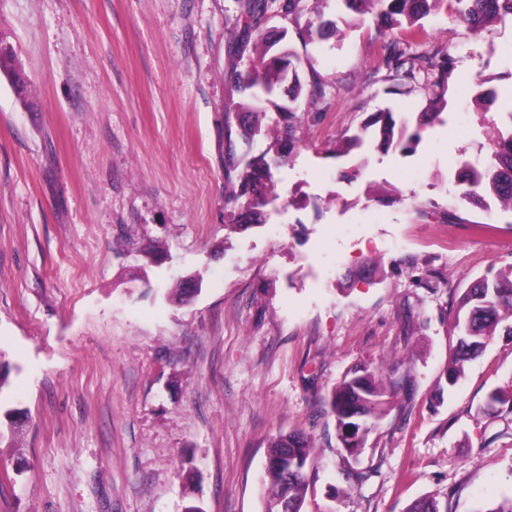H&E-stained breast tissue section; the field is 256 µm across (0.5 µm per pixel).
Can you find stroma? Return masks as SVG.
I'll list each match as a JSON object with an SVG mask.
<instances>
[{
  "instance_id": "35a3bbf8",
  "label": "stroma",
  "mask_w": 512,
  "mask_h": 512,
  "mask_svg": "<svg viewBox=\"0 0 512 512\" xmlns=\"http://www.w3.org/2000/svg\"><path fill=\"white\" fill-rule=\"evenodd\" d=\"M319 12L335 6L266 22L302 82L326 85L272 172L271 226L238 223L248 199L224 176L228 74L255 57L244 0H0L30 98L0 78V360L27 414L0 432V512H262L268 442L297 429L315 445L303 512L512 496V402L488 403L512 389V336L440 381L460 293L512 268V212L460 201L454 178L460 156L488 154L502 107L463 89L415 153L336 156L370 113L412 122L425 99L395 93L371 22L304 44ZM396 37L450 49L459 74L512 96V24L473 35L441 12ZM361 156V177L341 179ZM191 276L198 294L169 301ZM357 366L397 393L354 458L328 398Z\"/></svg>"
}]
</instances>
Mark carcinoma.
<instances>
[{"mask_svg":"<svg viewBox=\"0 0 512 512\" xmlns=\"http://www.w3.org/2000/svg\"><path fill=\"white\" fill-rule=\"evenodd\" d=\"M359 18H371L377 33L387 40L386 66L392 68L403 85L414 83L425 91V107L419 113L415 127L397 124L392 113L374 112L366 120L360 131L348 137L340 152L347 155L353 149L369 141L374 148L387 153L411 152L422 138L424 129L441 121V114L448 107L451 85L455 71V59L443 47L430 46L420 51H407L397 44L395 32L405 27L412 28L419 21L450 7L452 21L465 26L473 33L481 32L494 22L512 21V0H335ZM307 10V0H247L245 14L248 21L243 28L245 39H254V51L258 62L242 73L230 72V79L237 85L242 99L237 103V111L224 114V142L227 145L228 159L224 164L226 178H231L235 170L234 148L243 143L249 148L257 137L263 134L262 120L266 116L264 105L281 93L288 95L289 101L298 102L303 97V84L299 76L301 57L293 49H284L280 43L286 33L283 30L272 32L260 29L261 20L275 12L292 21ZM338 32L337 22L324 19L320 14L309 23L303 41L322 42ZM19 68L15 65L13 46L0 36V74L7 80H14ZM505 112L507 128L493 125L488 132L489 153L481 164L463 160L456 176L462 187V198L471 206L483 211L490 209L488 199L512 211V97ZM281 116L284 127L279 129L277 140L280 149L271 160L261 154L252 171L243 181V189L249 194L250 202L239 215L242 224H263L270 212L268 206H276L280 196L275 192L271 179V167L288 163L292 150L293 132L297 118L296 109H283ZM503 329L512 336V269L495 275L487 273L472 281L462 292L454 317L452 331L456 336L448 367L443 376L445 383L452 387L464 374L465 363L476 357L486 347V342L495 336L497 329ZM10 367L0 366V427L14 426L20 410L12 401L1 397L9 386ZM366 395L369 399L365 412L369 427H374L386 412L391 397L396 393L395 386L386 384L369 374L365 379ZM352 376L346 374L330 394V412L336 423L344 422L343 414L337 412L340 403L351 399ZM300 464L301 470L290 481H285L280 471L269 465L266 467L268 495L264 509L282 498H288L294 512H301L306 493V468L310 460V442L302 431L280 434L268 446V458L278 457L283 449ZM406 512H440L439 502L434 497L414 500Z\"/></svg>","mask_w":512,"mask_h":512,"instance_id":"cac0c4a2","label":"carcinoma"}]
</instances>
